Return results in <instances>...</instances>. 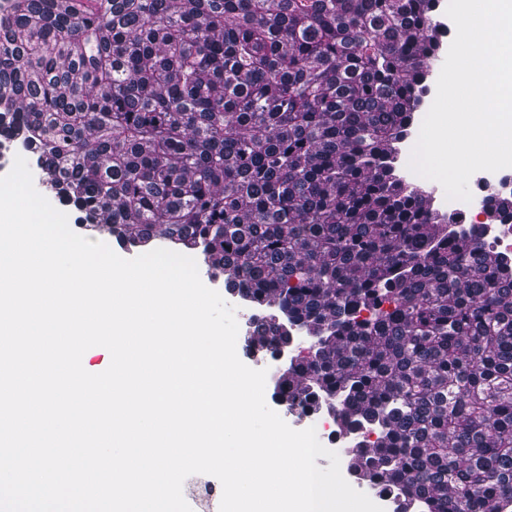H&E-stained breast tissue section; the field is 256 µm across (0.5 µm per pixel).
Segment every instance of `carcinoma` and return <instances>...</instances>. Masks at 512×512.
<instances>
[{
	"mask_svg": "<svg viewBox=\"0 0 512 512\" xmlns=\"http://www.w3.org/2000/svg\"><path fill=\"white\" fill-rule=\"evenodd\" d=\"M439 0H0V140L124 250L201 254L274 401L392 512L512 500V267L397 155ZM481 203L512 217V196ZM265 400H266L267 405L271 409L275 410L282 417V419L293 429L303 430L310 426H314L316 429L317 437H318L319 441L322 443V445H324L326 448H328L330 450L337 452V454L339 455L340 468H341L343 477L348 481V483L352 487L356 486V485H352L350 483V479H349V476L347 473L345 459H344L343 447L341 445H331L325 439L322 438L321 433L318 430L319 424L321 423L322 419H320V418H299L297 416V414L287 412L284 407L278 405L277 403H275L273 401V399L271 397V391L268 390L267 385H266V390H265Z\"/></svg>",
	"mask_w": 512,
	"mask_h": 512,
	"instance_id": "obj_1",
	"label": "carcinoma"
}]
</instances>
